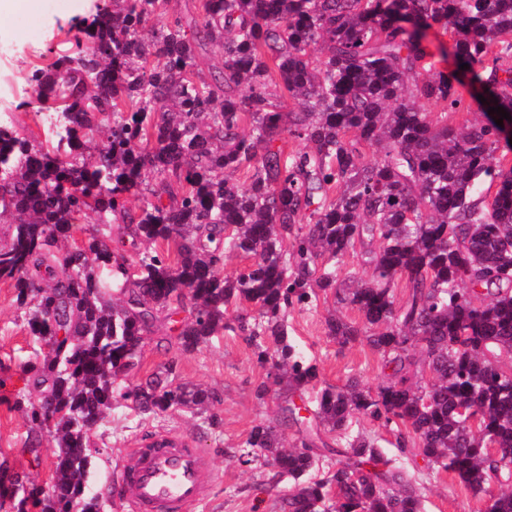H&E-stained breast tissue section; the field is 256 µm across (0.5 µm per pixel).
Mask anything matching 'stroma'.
<instances>
[{
  "label": "stroma",
  "instance_id": "1",
  "mask_svg": "<svg viewBox=\"0 0 512 512\" xmlns=\"http://www.w3.org/2000/svg\"><path fill=\"white\" fill-rule=\"evenodd\" d=\"M96 0H37L35 7L0 18V43L10 44V55L0 57V112H8L13 123L33 144L50 147L43 111L28 82L34 66L45 58L69 48L70 27L90 18ZM339 313L350 322L359 321L354 309L337 307L333 299H320L317 306L290 308L288 336L318 369L317 385L295 397L296 406L315 409L317 392L323 385H344L358 378L376 387L385 377L381 357L364 341L345 346L328 336L325 320ZM168 319H160L141 353L138 377L171 369L178 383H191L214 397L210 408L213 420L190 410H175L158 416L143 415L129 402H114L103 425L91 435L98 452L93 458L90 485L99 494L101 512H129L114 492V480L125 445L145 430H167L198 437L214 464L224 472L218 486L201 512H281L277 492L263 487L264 468L239 465L234 454L251 429L261 423H278L282 396L270 391L257 398V387L273 375L272 363H259L255 350L237 333L228 331L198 350L182 352L172 338ZM39 346L29 335L25 311L16 300L10 282L0 281V461L42 486H49L54 462V441L49 433L30 437L23 414L15 409L19 397L33 396L30 375L25 370ZM351 429L376 440L378 446L396 459L417 479L422 493L423 512H486L487 498L476 495L452 473L424 460L416 447L399 452L395 434L379 422L359 416ZM283 436L291 445L313 441L321 448L320 469L334 462L331 453L336 436L314 419L289 425Z\"/></svg>",
  "mask_w": 512,
  "mask_h": 512
}]
</instances>
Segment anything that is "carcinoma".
I'll use <instances>...</instances> for the list:
<instances>
[{"instance_id":"obj_1","label":"carcinoma","mask_w":512,"mask_h":512,"mask_svg":"<svg viewBox=\"0 0 512 512\" xmlns=\"http://www.w3.org/2000/svg\"><path fill=\"white\" fill-rule=\"evenodd\" d=\"M167 3L102 0L70 50L31 72L37 97L58 104L52 148L0 125V221L12 229L0 280L13 282L30 335L48 347L27 367L38 399L15 407L30 433L56 441L46 490L0 463V507L21 490L16 512L29 502L100 512L90 434L118 397L145 414L208 411V391L173 384L169 369L117 391L158 311L191 308L175 336L184 351L234 327L261 361L272 343L273 384L299 390L317 368L288 337L286 316L320 290L363 323L333 317L328 334L344 345L372 330L365 338L391 373L374 389L352 379L320 390L314 419L338 445L322 473L317 449L288 448L266 424L252 428L239 463L266 467L269 490L291 481L283 512H422L415 478L350 430L366 416L409 428L423 457L488 496L486 512H512V485L490 491L512 479V371L499 366L512 356V169L492 164L512 145L485 120L457 132L405 103L412 73L419 99L458 110L481 95V112L512 115V67L496 65L512 59V0H199L188 23ZM434 27L449 37L450 73L435 70L425 44ZM208 44L222 52L209 81L195 71ZM276 78L301 111L276 110ZM285 134L307 150L284 153ZM373 145L381 155L365 164ZM242 169L245 181H231ZM486 180L498 182L489 203ZM173 181L181 196L166 204ZM86 213L131 226L133 248L174 244L175 261L142 251L133 278L124 250L99 236L52 250ZM366 241L370 278L336 287L343 258ZM227 254L254 263L229 277ZM402 278L409 291L398 306L392 285ZM242 302L257 317L230 312Z\"/></svg>"}]
</instances>
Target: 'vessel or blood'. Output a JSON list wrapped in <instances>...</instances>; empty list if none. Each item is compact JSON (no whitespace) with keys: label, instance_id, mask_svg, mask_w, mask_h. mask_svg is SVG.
Here are the masks:
<instances>
[{"label":"vessel or blood","instance_id":"b4317fda","mask_svg":"<svg viewBox=\"0 0 512 512\" xmlns=\"http://www.w3.org/2000/svg\"><path fill=\"white\" fill-rule=\"evenodd\" d=\"M195 438L159 432L124 449L119 483L132 512H193L222 482Z\"/></svg>","mask_w":512,"mask_h":512}]
</instances>
